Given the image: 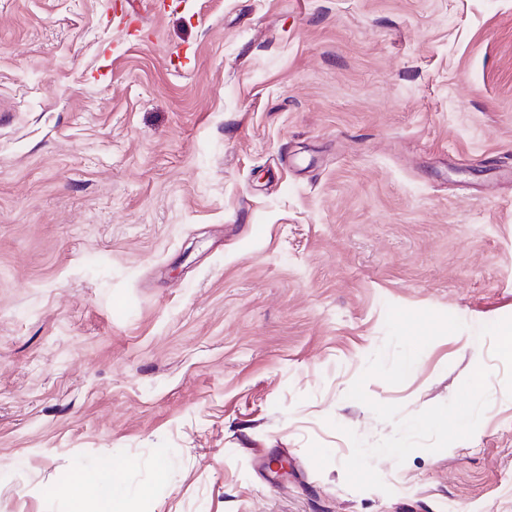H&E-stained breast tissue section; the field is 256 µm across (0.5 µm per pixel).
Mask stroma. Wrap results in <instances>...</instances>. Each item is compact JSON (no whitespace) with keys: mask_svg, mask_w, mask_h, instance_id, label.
Listing matches in <instances>:
<instances>
[{"mask_svg":"<svg viewBox=\"0 0 512 512\" xmlns=\"http://www.w3.org/2000/svg\"><path fill=\"white\" fill-rule=\"evenodd\" d=\"M390 304L490 403L361 491ZM511 326L512 0H0V512H512ZM117 470L109 463L81 469L62 481L54 492L67 498L71 512H128L126 501L112 494ZM94 506L96 510H88Z\"/></svg>","mask_w":512,"mask_h":512,"instance_id":"1","label":"stroma"}]
</instances>
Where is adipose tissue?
<instances>
[{
  "instance_id": "adipose-tissue-1",
  "label": "adipose tissue",
  "mask_w": 512,
  "mask_h": 512,
  "mask_svg": "<svg viewBox=\"0 0 512 512\" xmlns=\"http://www.w3.org/2000/svg\"><path fill=\"white\" fill-rule=\"evenodd\" d=\"M117 471L104 463L69 476L56 488L71 503V512H127L125 502L112 492Z\"/></svg>"
}]
</instances>
